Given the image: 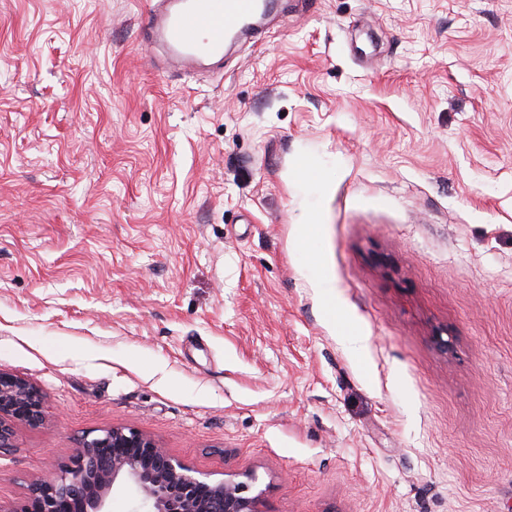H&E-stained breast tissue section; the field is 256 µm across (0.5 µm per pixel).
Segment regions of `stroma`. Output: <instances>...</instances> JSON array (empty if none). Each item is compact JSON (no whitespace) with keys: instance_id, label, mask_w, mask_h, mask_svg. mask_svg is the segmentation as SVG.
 <instances>
[{"instance_id":"1","label":"stroma","mask_w":512,"mask_h":512,"mask_svg":"<svg viewBox=\"0 0 512 512\" xmlns=\"http://www.w3.org/2000/svg\"><path fill=\"white\" fill-rule=\"evenodd\" d=\"M145 6L0 0V512L113 427L263 512H512V0H278L220 70ZM43 415L41 392L26 380L0 371V452L13 448L17 426H36Z\"/></svg>"}]
</instances>
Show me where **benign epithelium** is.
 <instances>
[{
	"label": "benign epithelium",
	"mask_w": 512,
	"mask_h": 512,
	"mask_svg": "<svg viewBox=\"0 0 512 512\" xmlns=\"http://www.w3.org/2000/svg\"><path fill=\"white\" fill-rule=\"evenodd\" d=\"M43 415L41 392L0 371V450L13 447L17 426H36ZM253 480L213 483L143 433L113 427L84 440L70 465L32 484L11 512H109L114 489L126 487L144 512H262L260 498L248 495Z\"/></svg>",
	"instance_id": "7a95c632"
}]
</instances>
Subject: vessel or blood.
<instances>
[{"label":"vessel or blood","instance_id":"1","mask_svg":"<svg viewBox=\"0 0 512 512\" xmlns=\"http://www.w3.org/2000/svg\"><path fill=\"white\" fill-rule=\"evenodd\" d=\"M264 10V0H149L143 40L186 67L218 64L226 42L253 25Z\"/></svg>","mask_w":512,"mask_h":512}]
</instances>
